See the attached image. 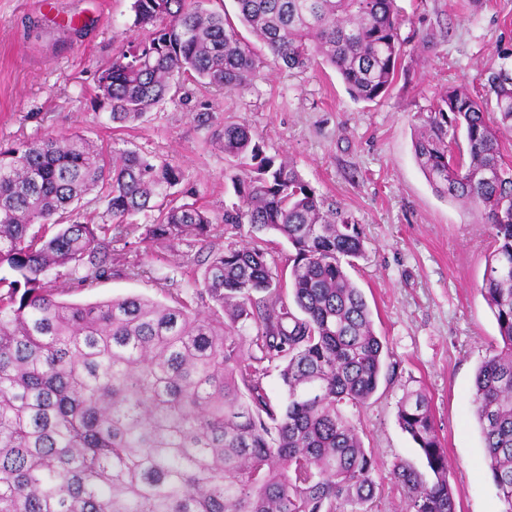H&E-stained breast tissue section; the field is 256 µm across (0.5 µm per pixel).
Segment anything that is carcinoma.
<instances>
[{"label": "carcinoma", "mask_w": 512, "mask_h": 512, "mask_svg": "<svg viewBox=\"0 0 512 512\" xmlns=\"http://www.w3.org/2000/svg\"><path fill=\"white\" fill-rule=\"evenodd\" d=\"M205 2L134 0L138 36L97 78L116 127L145 117L185 73L228 91L257 77L261 61ZM236 3L281 67L329 64L355 101L384 96L396 78L395 0ZM487 82L495 110L445 91L419 113L413 148L434 191L474 205L489 226L481 294L502 346L478 367L472 405L512 512V163L502 152L512 66ZM221 138L239 170L223 221L248 225L252 242L209 247L169 304L68 302L58 279L61 268L82 288L111 277L112 242L140 214L148 239L208 237L210 214L175 202L178 169L76 133L0 151V512H372L376 459L350 410L376 392L387 349L346 271L366 254L361 228L247 123L224 125ZM96 189L109 224L76 218ZM265 235L292 248V307ZM273 371L277 403L264 386ZM397 418L433 475L394 464L409 508L457 512L426 394L406 391Z\"/></svg>", "instance_id": "obj_1"}]
</instances>
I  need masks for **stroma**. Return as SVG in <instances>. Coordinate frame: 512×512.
<instances>
[{"label":"stroma","mask_w":512,"mask_h":512,"mask_svg":"<svg viewBox=\"0 0 512 512\" xmlns=\"http://www.w3.org/2000/svg\"><path fill=\"white\" fill-rule=\"evenodd\" d=\"M132 3L0 0V148L73 132L106 149L131 148L179 168L187 202L220 216L235 200L236 172L220 134L225 123L247 122L268 154L291 159L319 194L353 214L365 237L367 257L348 275L397 372L356 414L376 457L374 512H409L390 480L395 463L426 468L397 421L407 387L429 397L457 512H501L471 403L476 370L500 342L480 294L493 242L474 207L432 189L413 141L418 113L440 91L490 97L488 75L512 57V0H396L403 53L388 94L372 102L353 100L328 65L279 67L242 25L241 38L267 60L249 89L221 93L186 74L163 105L116 131L96 79L135 36ZM203 112L208 122H199ZM113 248L111 278L91 288L61 278L64 300L169 301L198 253L175 240H143L138 230ZM162 275L167 284H157Z\"/></svg>","instance_id":"1"}]
</instances>
